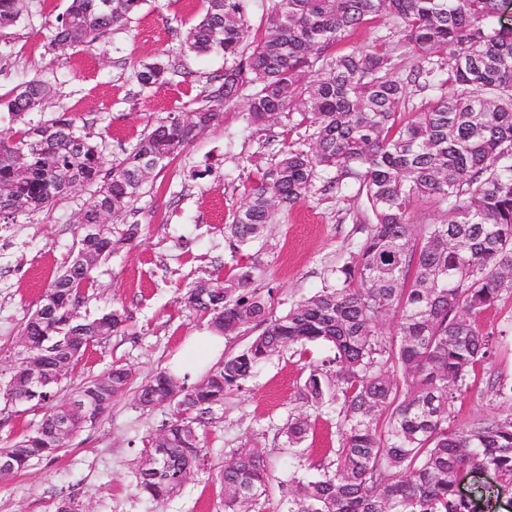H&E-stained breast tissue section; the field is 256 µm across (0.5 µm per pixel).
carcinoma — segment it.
I'll list each match as a JSON object with an SVG mask.
<instances>
[{"instance_id":"cac0c4a2","label":"carcinoma","mask_w":512,"mask_h":512,"mask_svg":"<svg viewBox=\"0 0 512 512\" xmlns=\"http://www.w3.org/2000/svg\"><path fill=\"white\" fill-rule=\"evenodd\" d=\"M205 3L184 47L231 61L212 101L236 98L249 85L248 123L269 125L292 112L295 126L309 131L247 189L225 225L231 238H261L281 211L310 197L323 175L324 188L338 193L345 180L357 182L368 224L351 259L332 271V283L280 316L271 310L272 289L257 287L263 270L254 262L188 289L185 303L217 335L238 336L251 324L262 330L175 398L168 371L140 383V406H168L179 418L147 439L139 493L164 500L189 479L204 416L243 389L260 364L286 349L327 344L332 355L310 370L300 399L318 416L335 415L340 438L328 464L278 482L287 512H475L456 492L462 473L491 470L499 487L512 489V413L460 427L452 411L494 354L495 334L480 318L512 301V27L495 22L500 0H272L246 54L245 0ZM141 4L70 0L52 41L89 46L125 26ZM21 11V0H0V27L13 25ZM384 17L393 20L388 33L329 53L348 32ZM397 51L415 65L403 69ZM165 74L146 65L137 80L152 87ZM413 86L430 95L414 98ZM49 98L50 87L32 79L1 98L0 108L20 118L44 109ZM221 116L210 105L160 122L109 168L65 113L0 138L1 224L55 204L76 178L101 182L81 212L95 230L79 228L77 253L47 290L54 309L37 310L25 323L22 349L0 388L7 404L46 409L33 430L0 448V459L10 461L1 478L54 456L88 424L59 397V386L88 346L128 320L115 306L94 316L79 312L100 262L139 234L130 224L114 235L101 212L121 215L159 165ZM427 202L447 218L412 223L413 210ZM36 368L47 383L33 382ZM133 381L132 368L113 363L73 393L100 416ZM311 430L310 414L288 415V448ZM217 479L224 512H244L269 497L270 476L256 446L237 449Z\"/></svg>"}]
</instances>
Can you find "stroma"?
<instances>
[{"instance_id":"35a3bbf8","label":"stroma","mask_w":512,"mask_h":512,"mask_svg":"<svg viewBox=\"0 0 512 512\" xmlns=\"http://www.w3.org/2000/svg\"><path fill=\"white\" fill-rule=\"evenodd\" d=\"M68 5V0H25L19 21L0 28V97L33 78L51 89L47 108L23 120L1 110L0 135L66 113L112 164L160 121L206 105L221 84L223 56L195 54L183 45L205 8L203 0H143L125 27L107 31L91 46L62 50L51 34ZM153 63L166 67L165 80L141 87L136 75ZM222 111L218 124L156 169L133 208L114 222V231L136 224L140 233L95 270L96 290L82 308H125L128 327L85 352L63 394L114 362L134 368L141 381L170 370L189 338L208 330L184 302L191 283L227 277L234 263L260 257L261 286L271 289V309L279 315L328 285L332 269L349 258L360 239L366 222L361 201L316 191L278 214L262 250L232 249L224 226L246 189L282 150L302 143L305 133L285 114L267 126L247 124L241 97L224 103ZM96 190L93 184L78 187L53 206L0 228V384L10 378L24 324L77 250L76 219ZM327 353L321 345L303 355L283 351L244 389L227 393L223 405L206 417L198 470L165 500L139 495L135 473L147 439L170 425L173 411L141 407L130 389L53 459L0 480V512H55L68 498L81 512H224L215 475L244 444L258 446L275 480L292 470L283 426L299 411L298 392L310 363ZM511 409L480 383L456 402L455 422L466 427Z\"/></svg>"}]
</instances>
